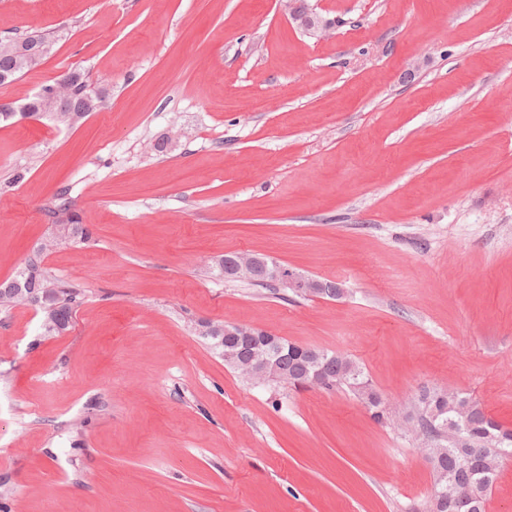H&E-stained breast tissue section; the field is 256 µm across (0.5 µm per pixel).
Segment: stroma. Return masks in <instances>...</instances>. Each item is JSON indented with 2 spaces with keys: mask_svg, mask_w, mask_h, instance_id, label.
I'll use <instances>...</instances> for the list:
<instances>
[{
  "mask_svg": "<svg viewBox=\"0 0 512 512\" xmlns=\"http://www.w3.org/2000/svg\"><path fill=\"white\" fill-rule=\"evenodd\" d=\"M0 0L55 40L0 88L69 70L105 90L73 128L0 126V280L60 189L91 237L44 259L70 328L0 312V512H426L404 416L425 388L512 428V0ZM342 284L227 281V253ZM348 354L391 411L258 382L199 321ZM285 6L289 9V15L293 20L307 31L308 34L317 36L318 33L328 28L327 23H323L317 15L305 3L297 4L293 0H285Z\"/></svg>",
  "mask_w": 512,
  "mask_h": 512,
  "instance_id": "35a3bbf8",
  "label": "stroma"
}]
</instances>
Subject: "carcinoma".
Returning a JSON list of instances; mask_svg holds the SVG:
<instances>
[{
  "label": "carcinoma",
  "mask_w": 512,
  "mask_h": 512,
  "mask_svg": "<svg viewBox=\"0 0 512 512\" xmlns=\"http://www.w3.org/2000/svg\"><path fill=\"white\" fill-rule=\"evenodd\" d=\"M35 68V64L0 53V73L17 79ZM68 77L70 92L60 97L58 113L54 117L47 116V120L57 126L75 127L81 120H72L71 109L92 92V86L80 70L69 72ZM50 213L54 218L50 237L33 251L14 276L0 281V311L27 304L29 294L43 296L47 300V307L42 309L43 327L46 333L56 335L69 328L73 312L84 298V290L77 284L51 276L43 261L59 244L86 241L90 231L71 211L65 190L57 194ZM269 338V346L276 350L272 356L275 370L268 372L265 379L296 387L309 383L312 374L317 373L321 378L317 387L347 390L365 404L375 421L389 418L384 401L356 360L339 351L297 345L272 334ZM210 340L219 354L227 351L236 354L235 370L238 372L255 363L254 347L246 337L212 336ZM410 418L427 437L425 450L434 472L429 512H439L437 495L450 488L476 500L480 512H486L489 492L505 461L512 459V429L489 417L468 394L459 390L423 389L413 404ZM453 430L458 432L461 441L449 437Z\"/></svg>",
  "instance_id": "cac0c4a2"
}]
</instances>
